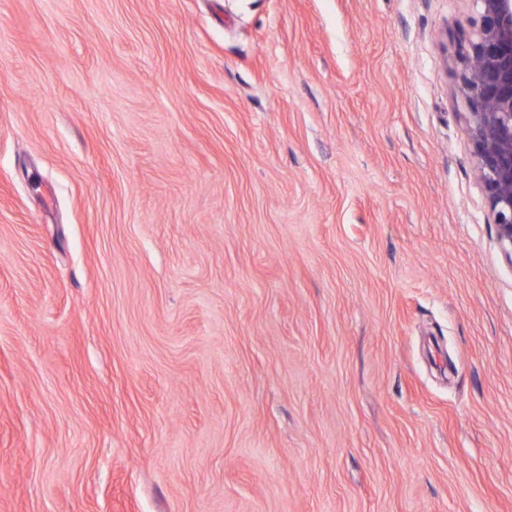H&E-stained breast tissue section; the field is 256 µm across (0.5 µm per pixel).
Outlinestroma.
I'll list each match as a JSON object with an SVG mask.
<instances>
[{"label":"stroma","instance_id":"35a3bbf8","mask_svg":"<svg viewBox=\"0 0 512 512\" xmlns=\"http://www.w3.org/2000/svg\"><path fill=\"white\" fill-rule=\"evenodd\" d=\"M472 17L0 0V512H512Z\"/></svg>","mask_w":512,"mask_h":512}]
</instances>
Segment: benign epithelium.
I'll use <instances>...</instances> for the list:
<instances>
[{
  "instance_id": "obj_1",
  "label": "benign epithelium",
  "mask_w": 512,
  "mask_h": 512,
  "mask_svg": "<svg viewBox=\"0 0 512 512\" xmlns=\"http://www.w3.org/2000/svg\"><path fill=\"white\" fill-rule=\"evenodd\" d=\"M473 33L462 47L461 91L477 171L512 261V0H469Z\"/></svg>"
}]
</instances>
